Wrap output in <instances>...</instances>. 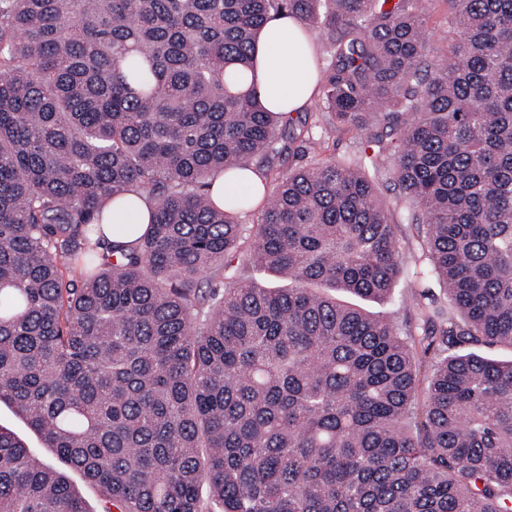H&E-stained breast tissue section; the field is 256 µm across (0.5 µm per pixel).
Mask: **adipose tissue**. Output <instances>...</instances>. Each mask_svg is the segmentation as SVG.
Here are the masks:
<instances>
[{
    "instance_id": "1",
    "label": "adipose tissue",
    "mask_w": 512,
    "mask_h": 512,
    "mask_svg": "<svg viewBox=\"0 0 512 512\" xmlns=\"http://www.w3.org/2000/svg\"><path fill=\"white\" fill-rule=\"evenodd\" d=\"M254 57L256 86L264 107L276 112L301 110L317 86L313 38L294 19L278 17L266 22L257 34ZM126 208L136 210L139 223L117 228L112 223V206H105L97 219L103 236L117 244H127L145 229L151 208L144 197L129 193Z\"/></svg>"
}]
</instances>
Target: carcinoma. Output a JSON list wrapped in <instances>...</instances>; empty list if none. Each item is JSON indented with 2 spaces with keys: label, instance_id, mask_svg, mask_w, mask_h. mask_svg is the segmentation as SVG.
Segmentation results:
<instances>
[{
  "label": "carcinoma",
  "instance_id": "cac0c4a2",
  "mask_svg": "<svg viewBox=\"0 0 512 512\" xmlns=\"http://www.w3.org/2000/svg\"><path fill=\"white\" fill-rule=\"evenodd\" d=\"M424 2L0 0V402L105 512H512V360L452 353L422 389L418 357L512 347V0L432 29ZM280 15L318 31L316 108L361 150L276 178L247 226L252 187L219 205L213 180L311 142L248 84ZM388 152L411 269L369 175ZM129 192L151 221L111 251L92 220ZM405 272L457 317L322 292L381 302ZM0 512L89 510L0 430ZM397 225V235L401 243L402 259L404 266H410L412 255L420 248L416 227L413 224H401L398 217L394 219Z\"/></svg>",
  "mask_w": 512,
  "mask_h": 512
}]
</instances>
